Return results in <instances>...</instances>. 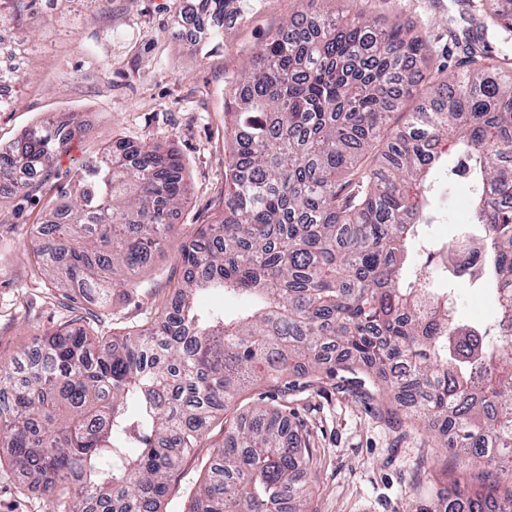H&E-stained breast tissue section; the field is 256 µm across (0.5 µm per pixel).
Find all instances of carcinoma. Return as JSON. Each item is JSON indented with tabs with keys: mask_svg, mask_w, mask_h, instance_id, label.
<instances>
[{
	"mask_svg": "<svg viewBox=\"0 0 512 512\" xmlns=\"http://www.w3.org/2000/svg\"><path fill=\"white\" fill-rule=\"evenodd\" d=\"M250 2L199 0L209 38ZM377 2L293 13L233 78L224 208L180 243L175 294L150 327L99 336L78 303L109 306L174 241L188 196L181 156L118 138L60 187L68 203L44 214L40 254L72 316L0 361V464L50 512H160L183 456L243 388L291 396L302 388L284 382L293 373L357 367L373 395L413 402L409 417L452 460L454 478L408 512H512V59L488 39L512 41V8L485 16L450 72L414 26H378ZM81 131L69 115L0 147V193L38 191ZM445 144L467 162L479 230L448 254L469 252L474 266L414 261L435 222ZM438 278L491 289L493 320L462 322ZM212 290L250 308L233 318L197 307ZM224 433L188 512H309L312 490L298 484L309 450L281 406L241 412Z\"/></svg>",
	"mask_w": 512,
	"mask_h": 512,
	"instance_id": "obj_1",
	"label": "carcinoma"
}]
</instances>
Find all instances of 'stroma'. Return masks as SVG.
<instances>
[{"label":"stroma","instance_id":"stroma-1","mask_svg":"<svg viewBox=\"0 0 512 512\" xmlns=\"http://www.w3.org/2000/svg\"><path fill=\"white\" fill-rule=\"evenodd\" d=\"M197 0H30L14 14L0 40V67L22 68L15 105L0 110V146L17 140L47 117L78 113L84 131L74 138L58 171L73 174L78 163L116 138L176 150L190 188L175 217L177 241L141 272L136 285L121 288L108 308L97 310L91 330L113 336L142 330L162 314L180 272L179 242L224 208V121L231 107L229 85L266 34L302 9L301 0H258L247 19L222 43L178 25L177 11H193ZM402 19L430 39L439 63L455 65L449 32L472 34L488 10L471 0L462 12L456 0H399ZM471 187L467 179L442 183L440 223L430 225L431 251L468 235ZM59 202L51 186L35 196L0 198L10 221L0 223V360L68 318L38 257V227ZM456 300L467 321L485 323L495 311L490 289L462 282ZM343 379H322L318 391L283 401L258 385L244 392L240 409L286 403L292 422L311 448L306 478L314 489L313 512H406L421 462L438 480L447 458L437 436L398 413L393 397L358 400ZM224 444L216 421L171 476L164 512H187L203 483L205 464ZM0 512H50L41 492L21 473L0 466Z\"/></svg>","mask_w":512,"mask_h":512}]
</instances>
